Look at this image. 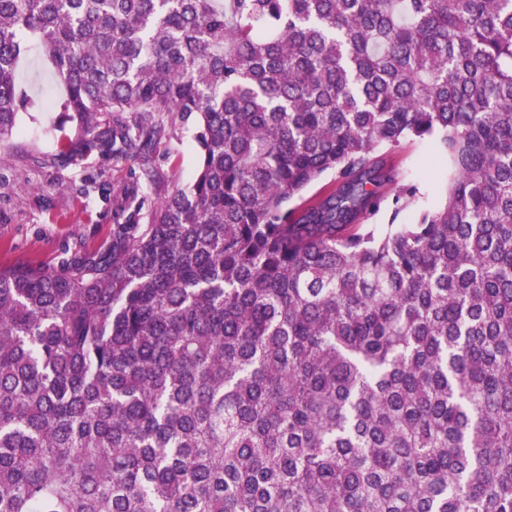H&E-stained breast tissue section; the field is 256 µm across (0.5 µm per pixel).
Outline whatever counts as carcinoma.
Returning a JSON list of instances; mask_svg holds the SVG:
<instances>
[{"label": "carcinoma", "mask_w": 512, "mask_h": 512, "mask_svg": "<svg viewBox=\"0 0 512 512\" xmlns=\"http://www.w3.org/2000/svg\"><path fill=\"white\" fill-rule=\"evenodd\" d=\"M28 39L83 150L199 165L0 266V512H512V0H0L1 142ZM389 162L400 183L419 184L418 205L431 208L441 201L447 181V165L427 141L406 143L389 154Z\"/></svg>", "instance_id": "carcinoma-1"}]
</instances>
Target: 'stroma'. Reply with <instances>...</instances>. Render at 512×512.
<instances>
[{"mask_svg": "<svg viewBox=\"0 0 512 512\" xmlns=\"http://www.w3.org/2000/svg\"><path fill=\"white\" fill-rule=\"evenodd\" d=\"M19 85L35 105L21 113L0 143V265H55L76 252L97 250L116 224H146L158 204L195 178L198 155L191 126L175 125L138 161L106 148L84 152L85 129L72 113L44 108L62 92L38 48L20 64ZM399 182L418 184V204L439 203L447 165L428 142L407 143L389 155ZM158 174L148 184L146 171Z\"/></svg>", "mask_w": 512, "mask_h": 512, "instance_id": "35a3bbf8", "label": "stroma"}]
</instances>
